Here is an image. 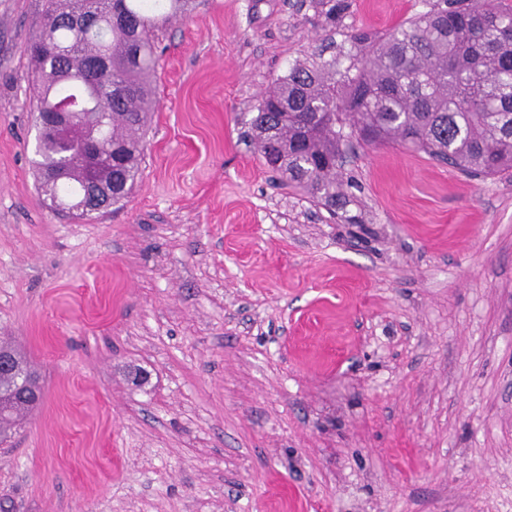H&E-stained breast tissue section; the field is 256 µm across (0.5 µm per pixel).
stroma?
Returning <instances> with one entry per match:
<instances>
[{
	"label": "stroma",
	"mask_w": 512,
	"mask_h": 512,
	"mask_svg": "<svg viewBox=\"0 0 512 512\" xmlns=\"http://www.w3.org/2000/svg\"><path fill=\"white\" fill-rule=\"evenodd\" d=\"M44 3L0 0V339L43 392L0 512H512V171L362 145L349 224L247 135L295 61L425 0H193L137 185L84 219L34 167Z\"/></svg>",
	"instance_id": "35a3bbf8"
}]
</instances>
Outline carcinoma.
<instances>
[{
    "instance_id": "1",
    "label": "carcinoma",
    "mask_w": 512,
    "mask_h": 512,
    "mask_svg": "<svg viewBox=\"0 0 512 512\" xmlns=\"http://www.w3.org/2000/svg\"><path fill=\"white\" fill-rule=\"evenodd\" d=\"M334 24L349 0H316ZM189 0H47L45 18L30 43L39 79L35 111L74 104L96 123L95 138L112 164L99 169L112 182L109 205L128 197L138 178L143 134L154 99L147 77L156 66L153 33ZM94 13L93 28L67 22ZM347 64L296 63L275 80L250 123L261 157L275 147L274 168L325 204L334 206L339 157L350 146L345 128L366 145L409 144L473 176L512 170V6L491 0H436L399 23L386 37L350 35ZM112 67V97L100 90ZM36 167L40 187L58 209L85 206L81 152L48 143ZM0 443L23 427L42 398L39 381L0 369Z\"/></svg>"
}]
</instances>
